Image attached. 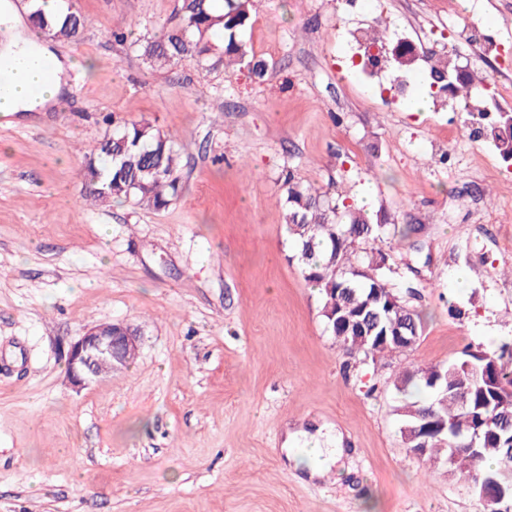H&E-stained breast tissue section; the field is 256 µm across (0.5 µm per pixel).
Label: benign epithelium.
Here are the masks:
<instances>
[{"label":"benign epithelium","instance_id":"7a95c632","mask_svg":"<svg viewBox=\"0 0 512 512\" xmlns=\"http://www.w3.org/2000/svg\"><path fill=\"white\" fill-rule=\"evenodd\" d=\"M140 337L122 323L100 324L72 343L67 352L66 374L72 385L83 388L102 376L101 368L121 369L128 365L129 354L139 351ZM483 499H493L498 512H512L498 483L486 480L480 487Z\"/></svg>","mask_w":512,"mask_h":512}]
</instances>
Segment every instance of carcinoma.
Returning <instances> with one entry per match:
<instances>
[{
    "instance_id": "carcinoma-1",
    "label": "carcinoma",
    "mask_w": 512,
    "mask_h": 512,
    "mask_svg": "<svg viewBox=\"0 0 512 512\" xmlns=\"http://www.w3.org/2000/svg\"><path fill=\"white\" fill-rule=\"evenodd\" d=\"M253 0H180L179 17H171L167 30L141 45L154 66L164 68L191 58L246 67L254 78L264 80L266 62L249 52L242 32L246 29ZM32 26L51 37L75 40L86 18L63 6L45 12L38 2L28 15ZM399 69L418 68L428 78L456 77V64L447 52L394 60ZM485 78L474 73L456 84L455 98L471 125L485 126L484 138L506 163L512 162V112L496 110L492 122L487 113L473 112L470 101ZM180 154L176 146L146 122H125L104 138L97 152L84 166L89 197L100 203L132 198L152 209H163L181 192ZM280 203L295 253L291 261L304 279L319 290L327 331L350 353L366 357L404 352L405 343H393L390 336L403 334L414 340L422 335L420 314L390 287L391 269L378 259L377 243L395 238L388 219L372 218L360 208L320 193L295 178L284 177ZM400 393L421 389L430 395L400 408L401 437L408 448H423L432 458L446 454L450 474L482 484L498 479L512 490V479L501 474L507 455L512 453V435L502 432L500 423L512 420V342L493 351L462 352L454 362L404 370L394 381ZM448 428L420 431L440 421Z\"/></svg>"
}]
</instances>
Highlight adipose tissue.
I'll return each instance as SVG.
<instances>
[{"instance_id":"ef3b65f1","label":"adipose tissue","mask_w":512,"mask_h":512,"mask_svg":"<svg viewBox=\"0 0 512 512\" xmlns=\"http://www.w3.org/2000/svg\"><path fill=\"white\" fill-rule=\"evenodd\" d=\"M48 56L49 51L41 44L38 31L10 44L0 53V74L8 73L9 79L0 84V113L38 112L47 104L59 102L62 97L60 78L45 79L41 69L32 60V54ZM287 458L294 463H307L311 475H323L343 455L342 448L323 447L319 436L307 438L299 447L286 450Z\"/></svg>"}]
</instances>
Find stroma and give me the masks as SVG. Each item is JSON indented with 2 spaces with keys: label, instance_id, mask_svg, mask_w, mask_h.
Here are the masks:
<instances>
[{
  "label": "stroma",
  "instance_id": "stroma-1",
  "mask_svg": "<svg viewBox=\"0 0 512 512\" xmlns=\"http://www.w3.org/2000/svg\"><path fill=\"white\" fill-rule=\"evenodd\" d=\"M73 3L79 38L46 41L61 104L0 115V512H481L471 482L405 446L393 381L512 339V167L463 113L384 101L341 33L439 51L479 21L501 51L464 48L468 67L512 109V0H255L244 40L269 64L261 83L190 59L157 69L113 38L160 37L177 0ZM126 120L180 152L165 209L84 200L87 157ZM289 171L411 226L386 258L396 290H415L412 350L371 360L326 331L289 259ZM118 321L138 329V358L75 390L70 345ZM320 429L347 456L312 479L283 448Z\"/></svg>",
  "mask_w": 512,
  "mask_h": 512
}]
</instances>
